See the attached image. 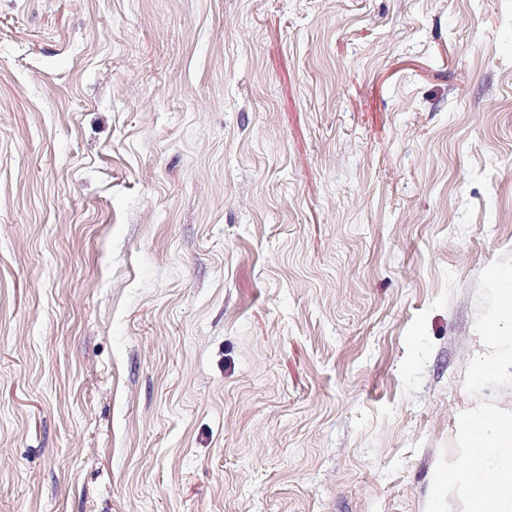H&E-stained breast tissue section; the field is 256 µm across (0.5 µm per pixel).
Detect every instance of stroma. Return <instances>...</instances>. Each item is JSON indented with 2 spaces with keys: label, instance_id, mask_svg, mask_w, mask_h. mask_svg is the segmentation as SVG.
<instances>
[{
  "label": "stroma",
  "instance_id": "stroma-1",
  "mask_svg": "<svg viewBox=\"0 0 512 512\" xmlns=\"http://www.w3.org/2000/svg\"><path fill=\"white\" fill-rule=\"evenodd\" d=\"M512 252V0H0V512H425Z\"/></svg>",
  "mask_w": 512,
  "mask_h": 512
}]
</instances>
